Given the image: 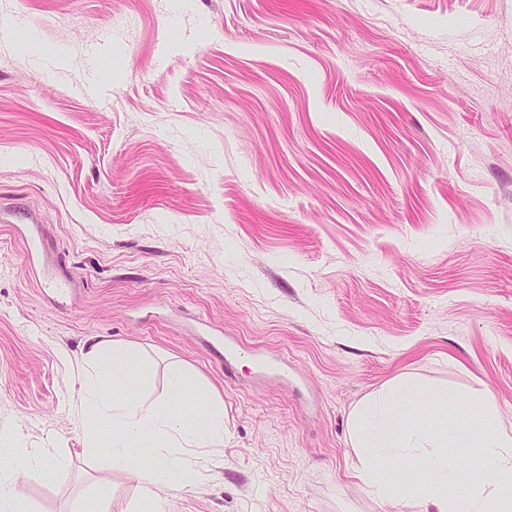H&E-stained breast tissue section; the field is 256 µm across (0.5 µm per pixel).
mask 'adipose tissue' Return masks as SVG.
Masks as SVG:
<instances>
[{
  "label": "adipose tissue",
  "instance_id": "1",
  "mask_svg": "<svg viewBox=\"0 0 512 512\" xmlns=\"http://www.w3.org/2000/svg\"><path fill=\"white\" fill-rule=\"evenodd\" d=\"M83 370V400L92 406L99 425L109 428L108 441L90 434L88 450L105 456L113 469L138 475L143 484L142 512H162L161 491L173 484H190L193 473L176 454L190 448H214L224 442V403L217 393L198 395L193 409L172 412L168 404L151 401L140 389L149 369L133 377L125 373L134 351L88 338ZM353 436L361 450L358 477L384 506L401 512L402 491L390 481L384 462L405 459L429 471V480L413 490L419 512H512V432L502 428L492 409H485L479 426L441 417L428 422L415 400L396 404L386 394L367 399L354 417ZM153 450L149 463L133 453L137 445ZM452 448L473 449L493 482L464 475Z\"/></svg>",
  "mask_w": 512,
  "mask_h": 512
}]
</instances>
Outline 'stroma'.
I'll return each instance as SVG.
<instances>
[{"label":"stroma","instance_id":"obj_1","mask_svg":"<svg viewBox=\"0 0 512 512\" xmlns=\"http://www.w3.org/2000/svg\"><path fill=\"white\" fill-rule=\"evenodd\" d=\"M170 3L0 0L38 38H0V209L71 290L0 223V428L64 459L19 508H141L85 451L94 336L151 359L150 397L175 359L224 400L163 512H383L364 399L487 398L512 431V0ZM214 336L250 352L235 376Z\"/></svg>","mask_w":512,"mask_h":512}]
</instances>
